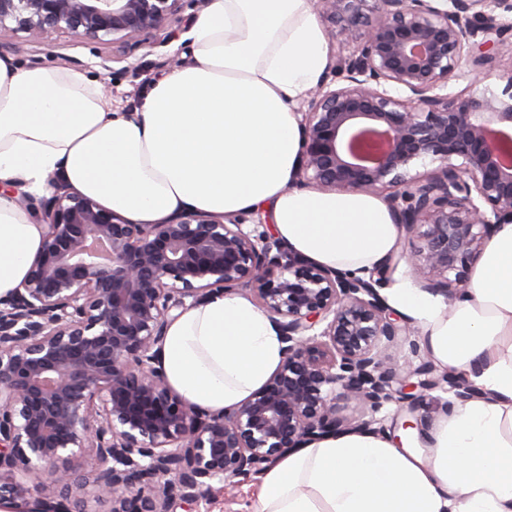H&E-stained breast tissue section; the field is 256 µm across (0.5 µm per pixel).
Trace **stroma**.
Segmentation results:
<instances>
[{
	"label": "stroma",
	"instance_id": "obj_1",
	"mask_svg": "<svg viewBox=\"0 0 512 512\" xmlns=\"http://www.w3.org/2000/svg\"><path fill=\"white\" fill-rule=\"evenodd\" d=\"M197 12L183 7L177 22L172 28L178 36L169 43L136 51L102 68L92 45L79 41L70 35H59L52 44H43L26 32H16L12 36L11 58L23 68L32 62L40 66L59 70H74L97 82L106 84L112 95V108L119 112L138 110L153 83L172 71L189 65L193 61L192 48L188 41V31ZM452 395L444 389L425 393L416 403L392 401L384 405L378 417L386 433H401L405 422L431 420L443 415Z\"/></svg>",
	"mask_w": 512,
	"mask_h": 512
}]
</instances>
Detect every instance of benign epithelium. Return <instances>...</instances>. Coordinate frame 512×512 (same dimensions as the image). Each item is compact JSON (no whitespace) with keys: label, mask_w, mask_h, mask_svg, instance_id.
I'll return each mask as SVG.
<instances>
[{"label":"benign epithelium","mask_w":512,"mask_h":512,"mask_svg":"<svg viewBox=\"0 0 512 512\" xmlns=\"http://www.w3.org/2000/svg\"><path fill=\"white\" fill-rule=\"evenodd\" d=\"M0 0L9 34L67 33L130 55L154 44L183 2ZM316 0L353 45L346 84L321 83L300 126L298 179L383 197L423 240L359 276L308 262L269 230L182 214L133 224L61 180L18 202L45 224L23 288L0 298V507L8 512H187L231 493L285 454L373 427L399 397L448 385L424 361L401 376L386 349L412 332L379 288L400 263L453 300L499 224L512 223V0ZM475 74L448 91L462 66ZM487 78L501 91L480 87ZM438 167L411 174L418 161ZM454 277H449V274ZM250 291L274 317L284 360L243 404L212 413L170 388L159 362L169 323L214 293ZM360 414L336 415L338 401Z\"/></svg>","instance_id":"obj_1"}]
</instances>
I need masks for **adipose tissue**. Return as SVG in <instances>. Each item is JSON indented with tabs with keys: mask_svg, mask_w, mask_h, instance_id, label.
<instances>
[{
	"mask_svg": "<svg viewBox=\"0 0 512 512\" xmlns=\"http://www.w3.org/2000/svg\"><path fill=\"white\" fill-rule=\"evenodd\" d=\"M189 38L193 64L129 113L82 73L0 58V185L43 196L60 179L134 224L259 214L294 253L335 269L367 271L397 253L403 232L380 196L296 186V106L329 62L313 0H211ZM44 230L0 194L1 297L22 287ZM387 300L481 397L435 420L420 452L370 432L290 452L266 470L250 512H512V223L475 259L466 298L448 304L402 279ZM283 359L268 312L216 293L170 322L160 366L185 400L218 412Z\"/></svg>",
	"mask_w": 512,
	"mask_h": 512,
	"instance_id": "adipose-tissue-1",
	"label": "adipose tissue"
}]
</instances>
